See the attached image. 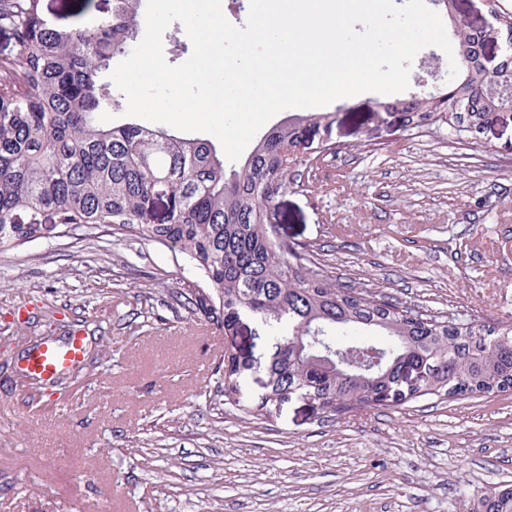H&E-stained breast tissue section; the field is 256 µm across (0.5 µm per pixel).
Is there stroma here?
I'll return each instance as SVG.
<instances>
[{
    "mask_svg": "<svg viewBox=\"0 0 512 512\" xmlns=\"http://www.w3.org/2000/svg\"><path fill=\"white\" fill-rule=\"evenodd\" d=\"M438 47L408 94L448 86ZM380 93L329 104L334 151L288 161L268 212L281 240L318 248L351 284L423 310L512 321V112L472 143L413 134ZM202 283L178 252L72 227L0 251V512H472L512 484V391L323 417L294 398L257 417L225 403L222 330L177 291ZM111 353L76 394L18 379L29 337Z\"/></svg>",
    "mask_w": 512,
    "mask_h": 512,
    "instance_id": "stroma-1",
    "label": "stroma"
}]
</instances>
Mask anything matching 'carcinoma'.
Returning <instances> with one entry per match:
<instances>
[{
    "mask_svg": "<svg viewBox=\"0 0 512 512\" xmlns=\"http://www.w3.org/2000/svg\"><path fill=\"white\" fill-rule=\"evenodd\" d=\"M101 16L54 25L42 0H0V30L14 40L0 57V249L56 236L86 224L130 233L168 246L202 275L184 306L193 315L236 335L249 314L271 332L258 403L245 392L252 359L231 352L224 363V402L246 414L291 395L313 401L326 418L377 409L396 410L420 399L506 391L512 386V324L492 326L459 313L421 312L377 288L332 278L308 244L275 235L267 212L288 189L281 156L310 149L307 130H328L329 112H303L265 130L248 156L228 166L210 139L135 122L100 125V107L120 110L101 74L136 39L142 0H107ZM495 31L456 29L463 71L440 97L381 102L399 112L408 129H447L448 140L467 143L496 111L487 95L493 82L512 83V61L490 74L472 65L478 45ZM158 190L165 219L153 224L143 203ZM318 328V341L307 338ZM383 345L384 370L343 371L317 350ZM414 368L424 372L414 394L387 398ZM473 512H512V484L476 495Z\"/></svg>",
    "mask_w": 512,
    "mask_h": 512,
    "instance_id": "obj_1",
    "label": "carcinoma"
}]
</instances>
